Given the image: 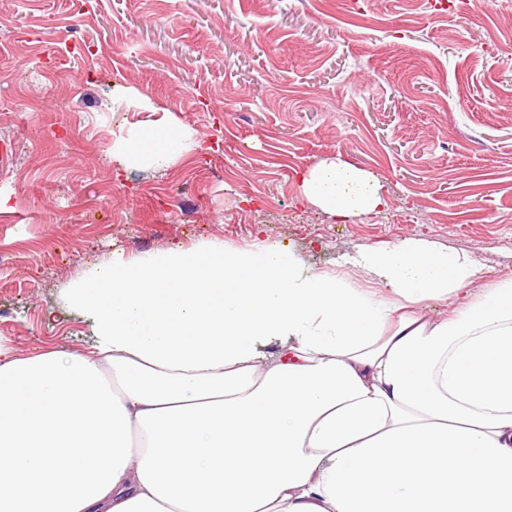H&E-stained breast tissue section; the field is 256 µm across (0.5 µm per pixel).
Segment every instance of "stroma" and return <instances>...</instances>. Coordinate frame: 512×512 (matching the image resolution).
I'll list each match as a JSON object with an SVG mask.
<instances>
[{
    "instance_id": "stroma-1",
    "label": "stroma",
    "mask_w": 512,
    "mask_h": 512,
    "mask_svg": "<svg viewBox=\"0 0 512 512\" xmlns=\"http://www.w3.org/2000/svg\"><path fill=\"white\" fill-rule=\"evenodd\" d=\"M437 2L0 0V342L86 350L76 280L209 244L276 243L369 289L344 255L409 239L512 276V0ZM164 124L191 131L181 155L113 158ZM334 156L388 208L305 201L300 175Z\"/></svg>"
}]
</instances>
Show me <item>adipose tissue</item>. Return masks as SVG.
I'll list each match as a JSON object with an SVG mask.
<instances>
[{
  "label": "adipose tissue",
  "instance_id": "ef3b65f1",
  "mask_svg": "<svg viewBox=\"0 0 512 512\" xmlns=\"http://www.w3.org/2000/svg\"><path fill=\"white\" fill-rule=\"evenodd\" d=\"M187 137L152 126L112 154L159 162ZM299 192L340 221L387 205L338 157ZM347 263L377 292L275 244L77 281L87 351L0 343V512H512V277L475 288L469 255L415 239Z\"/></svg>",
  "mask_w": 512,
  "mask_h": 512
}]
</instances>
